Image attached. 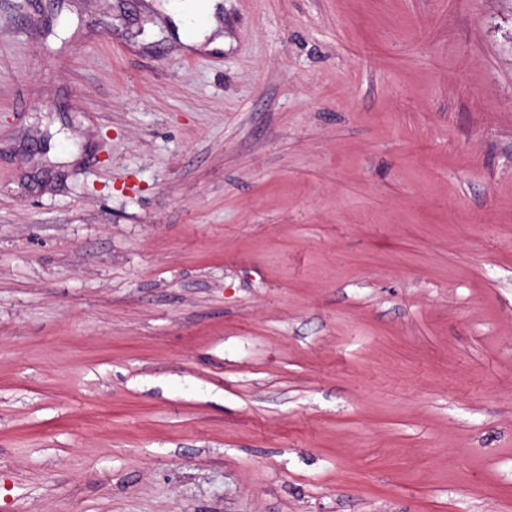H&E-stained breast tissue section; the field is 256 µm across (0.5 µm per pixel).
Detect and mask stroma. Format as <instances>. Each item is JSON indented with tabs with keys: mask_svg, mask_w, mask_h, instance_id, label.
<instances>
[{
	"mask_svg": "<svg viewBox=\"0 0 512 512\" xmlns=\"http://www.w3.org/2000/svg\"><path fill=\"white\" fill-rule=\"evenodd\" d=\"M0 0V512H512V0ZM221 0H181V2H164L161 9L174 17L177 33L190 45H201L212 39L209 49L222 48L224 35H219L218 13ZM204 14V22L195 26L192 20L197 14Z\"/></svg>",
	"mask_w": 512,
	"mask_h": 512,
	"instance_id": "stroma-1",
	"label": "stroma"
}]
</instances>
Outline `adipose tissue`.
<instances>
[{
	"instance_id": "ef3b65f1",
	"label": "adipose tissue",
	"mask_w": 512,
	"mask_h": 512,
	"mask_svg": "<svg viewBox=\"0 0 512 512\" xmlns=\"http://www.w3.org/2000/svg\"><path fill=\"white\" fill-rule=\"evenodd\" d=\"M220 2L221 0H164L161 9L173 15L177 33L185 43H206L214 49L224 45V38L219 33Z\"/></svg>"
}]
</instances>
